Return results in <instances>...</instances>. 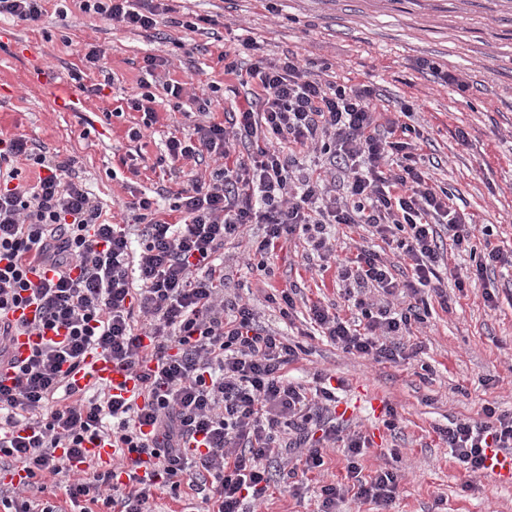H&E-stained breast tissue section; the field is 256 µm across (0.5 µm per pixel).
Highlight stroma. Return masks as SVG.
<instances>
[{
  "mask_svg": "<svg viewBox=\"0 0 512 512\" xmlns=\"http://www.w3.org/2000/svg\"><path fill=\"white\" fill-rule=\"evenodd\" d=\"M176 24L161 33L110 26L84 14L76 0H46L35 26L0 19V138L27 137L59 158L76 159L74 174L107 215L122 218L132 194L153 195L169 222H178L158 162L170 134L192 124L188 100L174 101L154 87L156 120L128 109L140 93L144 59H167L170 78L190 92L217 97L212 119L242 101L244 91L225 75L222 54L227 27L244 28L266 53L300 56L308 69L340 85L374 88L386 108L412 105L410 125L420 132L421 156L438 164L437 177L454 208L489 227L477 235L486 246L512 250V0H174ZM101 52V69H86L89 46ZM430 60L464 75L469 88L441 86L420 67ZM81 80H74V73ZM102 85L86 95L81 85ZM139 129L131 139L130 129ZM304 244L277 250L272 278L248 271L242 249L227 250L230 282L250 288L263 324L300 340L306 352L290 365V379L311 388L317 372L340 380L337 412L362 432L371 448L361 460L363 476L390 469L399 476L392 512H512V480L471 475L451 456L439 431L477 419L486 404L512 411V268L491 271L484 285L449 286L448 304L430 298V315L414 326L409 345L416 357L376 363L344 353L319 336L305 335L312 303L341 299L335 270L310 269ZM474 253L448 251V266L466 277ZM297 285L294 322L265 302L271 289ZM493 302H486L484 292ZM344 448H327L324 464L310 473L301 495L275 476L256 512H317L327 483H346Z\"/></svg>",
  "mask_w": 512,
  "mask_h": 512,
  "instance_id": "35a3bbf8",
  "label": "stroma"
}]
</instances>
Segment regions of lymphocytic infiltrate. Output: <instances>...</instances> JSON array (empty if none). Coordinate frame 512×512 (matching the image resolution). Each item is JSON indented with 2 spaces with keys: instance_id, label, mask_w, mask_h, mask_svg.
I'll list each match as a JSON object with an SVG mask.
<instances>
[{
  "instance_id": "lymphocytic-infiltrate-1",
  "label": "lymphocytic infiltrate",
  "mask_w": 512,
  "mask_h": 512,
  "mask_svg": "<svg viewBox=\"0 0 512 512\" xmlns=\"http://www.w3.org/2000/svg\"><path fill=\"white\" fill-rule=\"evenodd\" d=\"M82 12L130 30H157L172 8L166 0H79ZM241 45L248 63L224 57L225 74L246 87L243 104L224 122L209 121L212 101L195 98L198 122L168 137L169 171L185 176L174 195L183 216L159 218L150 198L127 202L132 225L115 224L82 183L75 159L35 151L22 136L0 139V356L18 332L40 341L13 363L11 387L0 386V463L19 465L28 487L45 492L46 477L68 475L73 512H153L157 486L209 485L212 512H244L271 485L272 462L289 457L290 490L298 476L324 464L327 448L347 450V476L357 498L390 512L398 475L382 469L360 480L370 441L336 423L329 376L307 393L287 368L301 346L259 324L255 309L225 292L224 249L250 235L248 260L270 269L277 248L305 239L320 270L335 267L358 318L335 306L310 308L319 335L345 353L394 363L417 355L404 336L425 323L418 296L447 304L444 244L473 250L476 227L448 204V190L419 164L411 113L389 116L371 86L338 85L311 74L298 55L264 54ZM319 151L333 174L305 171L287 146ZM213 157L209 180L184 173L188 161ZM40 170L22 177L18 160ZM364 226L394 243L412 272L398 280L390 262L361 247L336 259L329 228ZM408 294L412 302L397 309ZM34 303L31 322L9 320L10 309ZM101 354L134 372L140 402L106 388L81 398L67 376ZM452 456L472 474L486 451L512 448V411L485 406L479 421L441 429ZM104 442L112 465L87 457Z\"/></svg>"
}]
</instances>
